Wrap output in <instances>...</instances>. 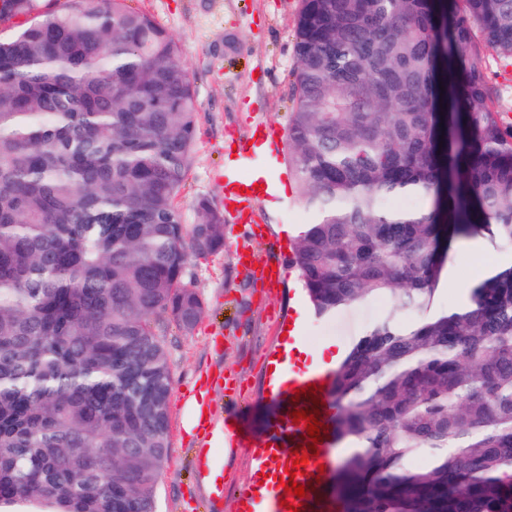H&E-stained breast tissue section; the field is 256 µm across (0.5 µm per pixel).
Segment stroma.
Here are the masks:
<instances>
[{
	"mask_svg": "<svg viewBox=\"0 0 512 512\" xmlns=\"http://www.w3.org/2000/svg\"><path fill=\"white\" fill-rule=\"evenodd\" d=\"M132 5L174 36L183 48L182 61L196 90L197 139L193 160L180 193L179 207L186 226L198 222L196 202L222 203L219 179L224 171V143L236 140L246 148L240 176L265 173L285 187L284 195H266L253 202L251 225L224 224V251L206 259H191L184 280L205 304V314L191 333L169 326L164 337L171 365L169 400L170 451L159 482L156 512H193L198 501V474L190 451L207 448L212 465L224 475V510L237 512L238 500L257 480L253 450L237 445L225 452L205 430L188 426L191 405L205 404L213 424L234 421L260 440L285 410L286 401L264 392L267 362L282 344L286 326L298 311H306L302 336L309 351L327 343L351 347L390 307L388 298L318 318L296 268L294 244L283 236L284 224H305L310 214L298 200L289 174L287 133L292 109L297 59L295 23L300 0H133ZM470 63L482 70L505 121L512 123V66L487 50L472 53ZM265 123L275 131L268 152L248 150L251 129ZM458 243L444 264L466 284L481 265L512 262V245H491L459 261ZM254 254V264L240 260ZM269 263L284 265L278 282L260 274ZM232 376L236 393L226 396L224 378Z\"/></svg>",
	"mask_w": 512,
	"mask_h": 512,
	"instance_id": "obj_1",
	"label": "stroma"
}]
</instances>
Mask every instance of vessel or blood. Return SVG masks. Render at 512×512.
Returning a JSON list of instances; mask_svg holds the SVG:
<instances>
[{"label":"vessel or blood","instance_id":"1","mask_svg":"<svg viewBox=\"0 0 512 512\" xmlns=\"http://www.w3.org/2000/svg\"><path fill=\"white\" fill-rule=\"evenodd\" d=\"M243 158L242 150L232 145L224 147V167L231 170V177L224 180V212L227 218L235 223H249L253 220L251 209L255 197L261 191L256 187L255 178L237 176L236 170ZM330 381L327 374L316 365L302 367L289 363L281 373V387L288 399L287 412L270 428L267 436L256 445L255 461L258 469L268 475L266 493L260 497L244 496L239 512H288L291 503L299 504V512H311L315 493L318 487L317 476L320 467H332L335 463L333 453L335 428L328 404V388ZM318 410L321 424V440L319 453L309 456L304 473L296 475L295 480L303 485L304 497L286 496L280 480L285 469L291 466L295 454H307L312 444L303 424L293 423L291 414L301 410ZM207 449H197L195 464L201 486L205 490L209 502L222 500L224 485L209 479Z\"/></svg>","mask_w":512,"mask_h":512}]
</instances>
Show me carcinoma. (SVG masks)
I'll return each instance as SVG.
<instances>
[{"label":"carcinoma","instance_id":"cac0c4a2","mask_svg":"<svg viewBox=\"0 0 512 512\" xmlns=\"http://www.w3.org/2000/svg\"><path fill=\"white\" fill-rule=\"evenodd\" d=\"M129 2L0 0L22 20L0 37V512H155L162 336L204 316L185 267L224 247L218 206L190 229L177 206L198 108L181 45ZM477 31L512 60V0L298 14L294 265L320 317L393 305L333 372L342 512H512V265L432 312L456 243L512 242V125L468 61ZM406 195L430 209L384 205Z\"/></svg>","mask_w":512,"mask_h":512}]
</instances>
